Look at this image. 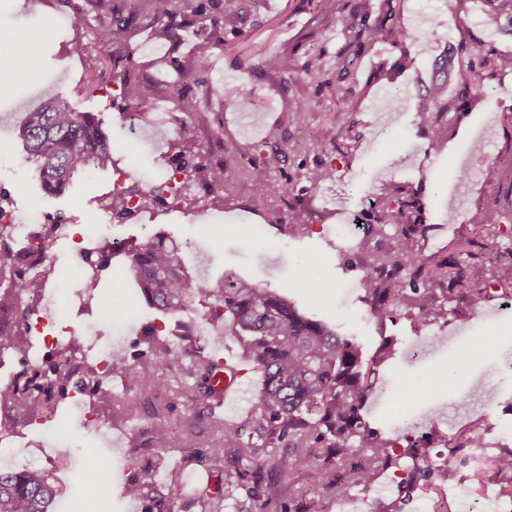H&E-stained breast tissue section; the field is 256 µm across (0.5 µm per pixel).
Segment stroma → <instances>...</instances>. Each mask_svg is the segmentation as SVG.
Instances as JSON below:
<instances>
[{
	"label": "stroma",
	"instance_id": "obj_1",
	"mask_svg": "<svg viewBox=\"0 0 512 512\" xmlns=\"http://www.w3.org/2000/svg\"><path fill=\"white\" fill-rule=\"evenodd\" d=\"M139 4V30L113 40L114 63L94 60L83 71L68 52L75 36L69 23L72 11H82L87 19L86 40L110 29L92 0H0V31L42 32L40 40L28 46L38 66L21 85L0 86V190L18 209L37 208L68 225L67 235L52 248L60 286L74 291L87 272L78 256L79 232L86 225H102L105 237L128 247L164 234L181 244L187 267L199 277L230 274L280 292L307 316L358 342L365 360L375 358L382 343L391 341L394 355L379 367L364 408L366 421L388 438L431 431L448 435L472 422L512 428V416L500 406L512 392V307L502 308L501 296L495 295L476 313L451 312L427 328L419 326L413 314L375 320L360 284L361 265L369 260L371 249L337 239L335 218L317 212V193L304 178L307 169L333 166L338 209L357 214L364 224L372 223L370 201L386 182L410 184L419 219L429 227L424 250L438 262L448 261L457 243L470 237L477 208L494 202L511 212L512 70L486 74L477 97L467 92L464 75L468 67L480 66L481 46L512 55V10L500 0H402L396 19L400 44L381 39L359 48L355 92L339 102L319 80L302 76L298 67L316 56L334 62L347 47L351 30L376 23V16L349 8L337 13L336 0H250L242 19L226 32V44L197 64L191 60L195 24L178 21L179 40L157 38L149 0ZM271 51L284 58L285 71L264 68L263 58ZM122 70L130 71L157 103L136 129L129 125L128 103L120 95ZM243 79L251 96L242 110L228 99ZM175 80L195 102L186 131L181 123L187 117L168 109ZM433 86L440 88L442 102L450 104L452 119L447 143L435 150L429 147L431 127L419 124L416 117L417 110L429 106L427 91ZM54 98L98 115L119 157L134 161L138 172L154 177L166 173L158 157L182 135L190 139L197 162L213 163L212 148L220 144L225 163L269 162L271 182H289L294 189L271 194L262 211L255 208L249 191L234 189L198 221L189 209L204 203L205 197L191 188L177 203L150 199L153 221L113 222L104 208V198L114 187L112 169L74 177L57 197L45 196L40 189L35 166L19 139V125L25 113ZM477 166L488 169V177L467 179V210L451 215L448 184L456 181L460 169ZM286 207L303 214L308 233L293 236L287 225L270 221V213ZM314 279L329 282L326 295L311 288ZM135 294L127 259L117 255L101 273L98 299L86 304L77 347L89 340L86 326L109 315L126 325L123 335L113 337L112 352L128 358L146 350V326L193 327L202 319L194 306L175 318L163 315L146 303H134ZM486 335L496 336L497 345L456 367L452 382H439V375L455 367L459 351ZM170 343L165 363L175 408L168 434L153 430V410L161 398L128 390L116 378L111 437L83 425L84 407L99 404L100 396L72 390L59 398L51 416L37 417L19 427L16 437L0 443V468H49L61 491L56 512H143L144 502L125 497L124 487L141 460L132 446H145L157 470L159 491H177L175 512H200L197 491L207 475L200 469L180 471L183 451L178 447L181 432L189 427L186 414L197 389L186 374L190 360L180 337H171ZM413 385L418 394L404 398L405 389ZM59 441L70 446V456H55ZM93 456L108 469L105 482L110 491L92 500L84 496L76 476L87 470Z\"/></svg>",
	"mask_w": 512,
	"mask_h": 512
}]
</instances>
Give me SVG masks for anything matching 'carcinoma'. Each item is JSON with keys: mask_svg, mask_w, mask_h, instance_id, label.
<instances>
[{"mask_svg": "<svg viewBox=\"0 0 512 512\" xmlns=\"http://www.w3.org/2000/svg\"><path fill=\"white\" fill-rule=\"evenodd\" d=\"M95 2L101 11L112 15L115 33L120 35L133 27L137 10L124 15L115 10L113 0ZM159 2L161 6L154 7V13L160 33H170L178 17L196 18L202 36L195 44V61L204 62L221 38L207 32V15L199 0ZM211 2L212 9L223 12L230 22L241 12L240 0ZM353 7L365 16L377 13L379 22L355 31L351 43L379 37L397 42L398 29L386 24L395 20L400 0H354ZM483 53L488 68L512 70V57H503L491 48L483 49ZM301 69L307 76L318 77L339 101L352 94L345 82L352 81L355 60L346 53L336 56L334 83L317 59ZM121 85L125 100L146 108L147 97L136 80L125 75ZM417 114L419 123L433 130L431 145L448 140V121L442 119V113L422 108ZM19 135L47 195L62 194L76 174L88 175L115 164L112 141L97 117L77 112L63 100L50 101L28 113ZM176 171L188 178L199 175L195 182L209 188L232 177L221 165L190 162L184 151L179 152ZM333 175L332 167H317L306 173V180L316 187ZM373 208L374 223L366 225L364 235L378 243L387 236L395 240L394 246L377 249L372 263L362 266V287L373 318L383 322L402 310H417L428 322L444 304L477 307L489 297L494 285L512 296V276L507 283L493 279L483 285L467 265L455 260L435 263L424 255L418 237L425 236L427 226L418 222L410 185L392 182L385 186ZM106 209L114 218L133 216L119 191L108 196ZM501 224V210L486 205L479 213L473 236L465 241L466 257L484 256L489 242L498 237ZM64 229L57 219L41 225V242L26 250L0 247V308L10 311L9 322L0 325V358L8 354L19 366L11 381L0 385V438L29 423L48 391L61 397L71 389L96 394L115 374L137 388L163 393L168 389L164 376L149 380L141 377L136 362L144 357L142 353L131 360L113 359L111 369L98 378L77 376V369L71 368L73 353L68 349L53 353L41 363L31 360L28 324L36 311L29 293L43 280L55 277L57 271L50 265L34 270L28 263V253L49 251ZM113 253L110 243L83 253V261L93 270L86 279L88 299L97 297L99 271L107 267ZM126 258L140 298L147 305L177 316L197 302L208 309L212 319L224 322L223 335L241 343L242 361L258 368L263 376L257 421L227 429L225 445L217 448L199 449L193 435L183 437L182 447L192 452L183 456L181 465L197 466L216 479L215 487L207 486L198 493L202 512H213L214 505L227 499L249 502V512H267L269 508L276 512H327V499L343 497L353 487L370 492L390 469L404 472L406 491L411 495L421 486L447 484L456 454L465 448L481 447L483 432L476 424L454 436H407L402 446L372 428L364 419L362 407L373 385L375 366L365 365L357 342L306 316L283 295L231 275L215 280L192 279L180 245L164 234L136 245ZM147 335L148 353L153 358L169 354L157 329ZM221 368L218 359L201 356L193 372L199 392L193 418L206 419L219 428L224 423L215 409L221 398L210 384V376ZM434 438L449 449L438 467L432 466L428 456ZM494 470L502 476L512 475V448L502 449L495 457ZM306 473L317 475V486L283 500L282 476ZM155 484L156 474L140 467L128 480L125 494L145 501L146 512H173V493L164 495ZM58 495L51 473L44 468L23 472L0 469V512H53Z\"/></svg>", "mask_w": 512, "mask_h": 512, "instance_id": "cac0c4a2", "label": "carcinoma"}]
</instances>
